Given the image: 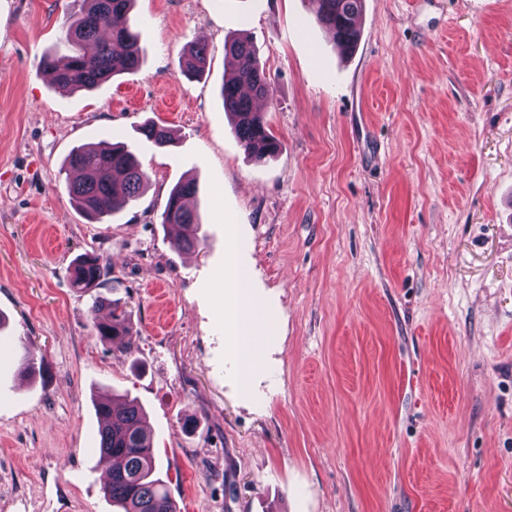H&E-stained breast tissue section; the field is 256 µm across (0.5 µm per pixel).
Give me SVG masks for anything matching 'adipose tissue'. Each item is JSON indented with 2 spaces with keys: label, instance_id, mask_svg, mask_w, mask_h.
Wrapping results in <instances>:
<instances>
[{
  "label": "adipose tissue",
  "instance_id": "obj_1",
  "mask_svg": "<svg viewBox=\"0 0 512 512\" xmlns=\"http://www.w3.org/2000/svg\"><path fill=\"white\" fill-rule=\"evenodd\" d=\"M229 295L224 301V320L241 345L238 356L243 374H250L258 361V339L255 327L261 319V311L251 295L249 278L245 271H234L229 279Z\"/></svg>",
  "mask_w": 512,
  "mask_h": 512
}]
</instances>
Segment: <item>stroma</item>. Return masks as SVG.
Instances as JSON below:
<instances>
[{
	"instance_id": "35a3bbf8",
	"label": "stroma",
	"mask_w": 512,
	"mask_h": 512,
	"mask_svg": "<svg viewBox=\"0 0 512 512\" xmlns=\"http://www.w3.org/2000/svg\"><path fill=\"white\" fill-rule=\"evenodd\" d=\"M72 2L0 0V342L43 368H0V512H115L84 449L117 397L179 512H512V0H364L347 56L305 0H136L139 67L74 92L38 71ZM239 35L271 83L261 160L220 96ZM102 132L149 181L98 224L60 169ZM188 178L184 252L161 214ZM86 253L125 338L93 330ZM232 266L270 321L247 377ZM183 72L188 78L200 75L206 66L207 48L203 44L191 45L184 51ZM85 254L72 263L73 285L84 292L99 288L101 281L109 274L110 267L100 262L99 257Z\"/></svg>"
}]
</instances>
